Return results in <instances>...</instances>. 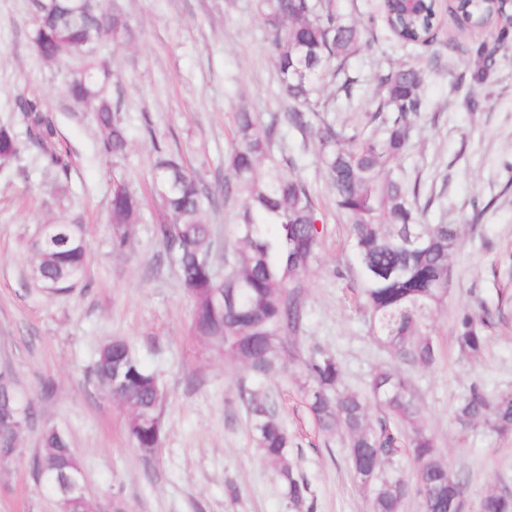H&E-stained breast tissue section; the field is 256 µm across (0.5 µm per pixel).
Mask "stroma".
<instances>
[{
	"label": "stroma",
	"mask_w": 512,
	"mask_h": 512,
	"mask_svg": "<svg viewBox=\"0 0 512 512\" xmlns=\"http://www.w3.org/2000/svg\"><path fill=\"white\" fill-rule=\"evenodd\" d=\"M258 3L101 0L107 11L121 6L132 29L130 39L108 40L100 49L111 63L112 107L130 138L126 158L116 162L103 148L92 113L70 100L63 69L35 52L32 0H0V125L23 133L15 97L40 96L56 124L57 148L70 162L67 173H57L25 146L17 159L0 163V367L12 368L19 398L35 402L20 454L0 468V512H57L33 472L47 425L68 438L97 512H294L253 438L239 391L247 369L192 336L191 300L154 235L155 147L180 153L214 189L224 181L237 110L267 124L286 109ZM451 3L440 0L438 41L410 46L388 29L380 0H334L337 13L364 26L365 45L346 64L358 81L354 98L338 100L329 118L339 126L364 125L376 107V72L402 62L421 68L427 106L414 122L402 166L420 184L427 221L461 225L462 237L451 257L448 305L431 318L437 361L407 374L452 473L474 494L511 495L512 435L461 430L454 411L469 384L512 389V53L499 56L492 81L477 89L481 109L469 111L467 90L456 79L470 75L472 47L492 41L501 23L462 25L448 10ZM434 54L440 67L429 64ZM272 151L297 160L323 229L304 278L303 327L291 344L300 359L315 346L330 351L346 384L365 390L370 372L393 360L374 340L361 308L346 227L314 150L288 131ZM120 177L142 198L141 219L122 253L112 249L109 224ZM477 212L482 218L475 224ZM59 223L82 229L86 253L82 277L65 294L42 289L31 271L41 226ZM480 302L502 307L504 319L490 330L485 352L467 359L454 342V319ZM113 337L124 338L158 373L167 395L162 443L151 458L127 435V408L87 382L101 343ZM303 382L293 366L265 385L292 437L288 462L308 482L313 512H371L341 436L319 431L310 415Z\"/></svg>",
	"instance_id": "35a3bbf8"
}]
</instances>
